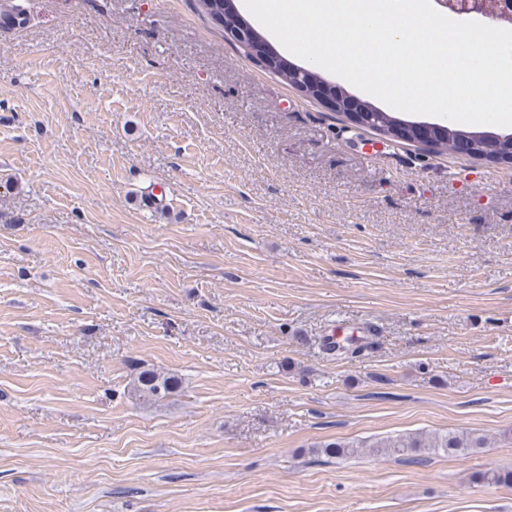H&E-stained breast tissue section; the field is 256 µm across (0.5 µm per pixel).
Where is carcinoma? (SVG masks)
I'll return each instance as SVG.
<instances>
[{
	"instance_id": "cac0c4a2",
	"label": "carcinoma",
	"mask_w": 512,
	"mask_h": 512,
	"mask_svg": "<svg viewBox=\"0 0 512 512\" xmlns=\"http://www.w3.org/2000/svg\"><path fill=\"white\" fill-rule=\"evenodd\" d=\"M201 8L215 18L219 24L233 23L232 19H224L225 0H198ZM368 345L355 341L339 344L334 338L323 341V350L331 355H361ZM180 387V379L151 369L141 371L133 381L131 394L138 400L146 402L159 401L173 394ZM485 439L480 435L467 432H448L434 435H407L398 438H386L369 441L335 440L324 442L316 447L315 452L329 459L344 460L353 455L365 453L376 455H396L416 457L426 453L453 454L465 452L471 448H480Z\"/></svg>"
}]
</instances>
